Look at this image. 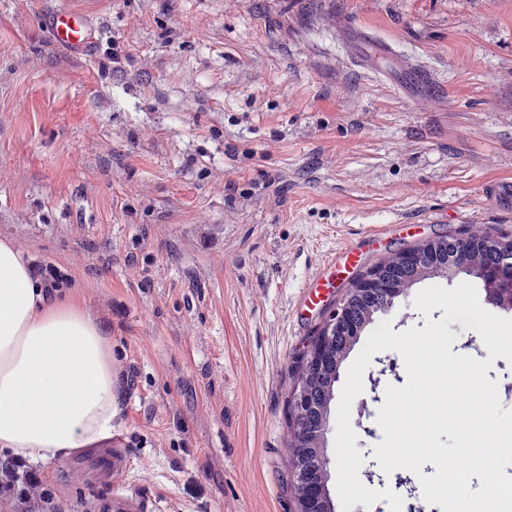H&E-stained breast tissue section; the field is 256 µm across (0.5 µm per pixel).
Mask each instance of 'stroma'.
Here are the masks:
<instances>
[{
	"instance_id": "stroma-1",
	"label": "stroma",
	"mask_w": 512,
	"mask_h": 512,
	"mask_svg": "<svg viewBox=\"0 0 512 512\" xmlns=\"http://www.w3.org/2000/svg\"><path fill=\"white\" fill-rule=\"evenodd\" d=\"M82 13L94 44L52 43ZM391 44L360 54L357 31ZM118 50L113 67L106 49ZM423 67L432 84L402 86ZM512 0H0V238L65 272L112 336V437L41 469L60 512H294L288 401L357 274L512 210ZM341 281L304 304L340 248ZM430 277L377 314L404 332ZM402 355L350 410L367 488L428 503L374 458ZM47 31L56 44L73 52L82 51L92 38L91 29L84 16L73 10L54 13Z\"/></svg>"
}]
</instances>
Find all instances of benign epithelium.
Returning a JSON list of instances; mask_svg holds the SVG:
<instances>
[{"label":"benign epithelium","mask_w":512,"mask_h":512,"mask_svg":"<svg viewBox=\"0 0 512 512\" xmlns=\"http://www.w3.org/2000/svg\"><path fill=\"white\" fill-rule=\"evenodd\" d=\"M484 239L494 246L495 263L474 268L466 262L448 267V278L461 273L479 276L488 286L486 301L512 309V239L490 232ZM440 239L429 238L415 246L392 253L388 258L406 266L423 279L432 274L429 260ZM381 293L393 301L407 293L388 279L387 261L377 263L356 278L330 311L317 334L304 351L300 372L289 398V483L294 512H334L329 489L331 458L327 435L331 429V403L341 364L359 340L363 325L354 315L355 299Z\"/></svg>","instance_id":"1"}]
</instances>
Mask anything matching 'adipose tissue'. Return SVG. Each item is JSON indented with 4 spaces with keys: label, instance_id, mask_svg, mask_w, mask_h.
I'll use <instances>...</instances> for the list:
<instances>
[{
    "label": "adipose tissue",
    "instance_id": "obj_1",
    "mask_svg": "<svg viewBox=\"0 0 512 512\" xmlns=\"http://www.w3.org/2000/svg\"><path fill=\"white\" fill-rule=\"evenodd\" d=\"M112 339L69 301L48 299L33 267L0 241V450L57 461L112 436Z\"/></svg>",
    "mask_w": 512,
    "mask_h": 512
}]
</instances>
